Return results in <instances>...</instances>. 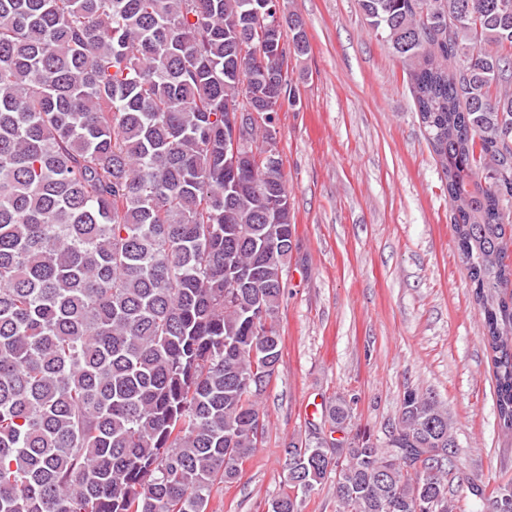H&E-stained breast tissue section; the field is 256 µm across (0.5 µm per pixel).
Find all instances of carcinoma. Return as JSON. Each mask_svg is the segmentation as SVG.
Segmentation results:
<instances>
[{
    "mask_svg": "<svg viewBox=\"0 0 512 512\" xmlns=\"http://www.w3.org/2000/svg\"><path fill=\"white\" fill-rule=\"evenodd\" d=\"M402 59L447 181L512 431V0H360ZM280 0H0V512H208L265 427L294 224L273 126L296 95L264 32ZM249 109L251 160L224 157ZM288 445L301 512H453L448 409L404 393L386 444ZM512 512V482L486 495ZM334 478L331 477L318 486L302 504L301 512H336Z\"/></svg>",
    "mask_w": 512,
    "mask_h": 512,
    "instance_id": "cac0c4a2",
    "label": "carcinoma"
}]
</instances>
